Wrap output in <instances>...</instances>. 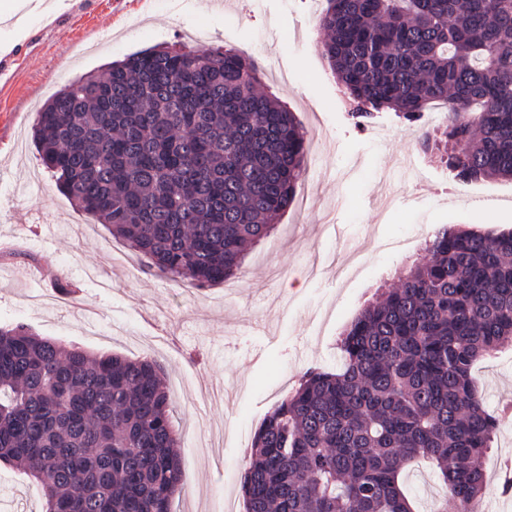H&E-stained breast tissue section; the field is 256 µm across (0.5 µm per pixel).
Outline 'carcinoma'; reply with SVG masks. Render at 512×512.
I'll use <instances>...</instances> for the list:
<instances>
[{
  "label": "carcinoma",
  "instance_id": "obj_1",
  "mask_svg": "<svg viewBox=\"0 0 512 512\" xmlns=\"http://www.w3.org/2000/svg\"><path fill=\"white\" fill-rule=\"evenodd\" d=\"M322 43L358 116L444 112L425 153L454 180H512V0H326ZM257 63L232 49L136 52L37 113L63 194L148 268L194 288L236 274L294 200L307 141ZM364 308L343 364L307 369L260 422L244 512H420L405 486L427 459L447 489L427 512H471L499 418L472 377L512 343V231L459 225ZM153 360L0 326V463L45 512H171L185 483L169 392Z\"/></svg>",
  "mask_w": 512,
  "mask_h": 512
}]
</instances>
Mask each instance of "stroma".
<instances>
[{
	"label": "stroma",
	"instance_id": "35a3bbf8",
	"mask_svg": "<svg viewBox=\"0 0 512 512\" xmlns=\"http://www.w3.org/2000/svg\"><path fill=\"white\" fill-rule=\"evenodd\" d=\"M53 21L25 18L28 38L0 59V326L163 368L186 476L172 512H243L241 473L260 419L310 367L339 370L343 329L423 255L445 224L512 230V181H452L424 153L415 123L351 118L321 53L325 0H69ZM226 47L260 67L308 140L295 199L269 238L224 283L192 288L149 273L105 225L58 191L32 140L35 114L84 74L157 46ZM410 157L412 169L400 160ZM71 282L86 305L58 300ZM473 376L501 422L480 464L482 512H512L493 474L512 459V346ZM40 486L0 465V512H43Z\"/></svg>",
	"mask_w": 512,
	"mask_h": 512
}]
</instances>
